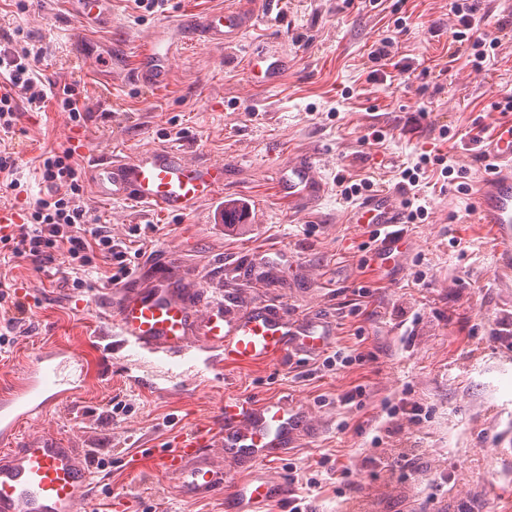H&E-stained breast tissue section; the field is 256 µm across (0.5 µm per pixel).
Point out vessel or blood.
Here are the masks:
<instances>
[{
	"instance_id": "1",
	"label": "vessel or blood",
	"mask_w": 512,
	"mask_h": 512,
	"mask_svg": "<svg viewBox=\"0 0 512 512\" xmlns=\"http://www.w3.org/2000/svg\"><path fill=\"white\" fill-rule=\"evenodd\" d=\"M112 0H69L79 37L77 60L93 63L95 71H110L92 44V30L106 27ZM271 15L236 10L208 13L184 11L180 30L201 34L207 41L235 43L246 28L272 24ZM171 30L157 26L142 51L135 80L161 89L169 81L165 43ZM69 140L88 158L86 175L95 197L104 202L131 201L166 216L193 213L203 200L224 188V166L187 160L175 146L153 147L124 157L90 152L82 133ZM489 168L478 183L477 221L494 238L505 270L512 271V119L497 122L488 149ZM280 197L298 212L308 210L325 194L313 155L293 157L280 165L274 177ZM363 227L394 224L398 209L391 196L377 194L349 216ZM107 307L113 334L121 347L133 351L135 373L125 381L133 389H153V381L138 376L151 369L156 379L184 374L204 377L223 374L230 366L255 365L289 358L292 353H322L331 345V332L316 320L292 318L287 308L263 302L242 312L224 303L203 306L196 290L173 281L143 287L131 283L119 288ZM206 352L198 360L197 352ZM87 374L82 355L71 346L42 349L20 378L0 390V512H90L92 482L90 454L54 434L20 437L24 422L41 421L54 409L76 408ZM298 414L287 398L262 402L228 396L220 406V422L184 429L174 447L152 454L154 471L177 481L186 499L229 494L236 512H261L264 505L284 496L285 488L262 469L272 457L287 450ZM248 460L249 473L225 488L223 472L209 462L214 445Z\"/></svg>"
}]
</instances>
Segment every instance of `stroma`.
Returning a JSON list of instances; mask_svg holds the SVG:
<instances>
[{
  "label": "stroma",
  "instance_id": "obj_1",
  "mask_svg": "<svg viewBox=\"0 0 512 512\" xmlns=\"http://www.w3.org/2000/svg\"><path fill=\"white\" fill-rule=\"evenodd\" d=\"M281 20L247 31L227 47L180 34L169 56L170 81L161 90L131 75L152 28L176 22L184 8L210 12L235 5L260 12L264 0H170L165 10L137 13L130 0H112L110 25L93 34L112 50V78L96 79L79 66L65 0H0V32H22L43 50L40 78L54 92L72 86L86 112L72 121L56 101L22 113L8 141L26 192L0 189V208L32 207L47 187L36 167L48 149L68 148V132L84 133L93 151L133 155L182 141L189 159L223 163L224 202H249L233 224L216 202L186 217L163 219L148 207L102 203L91 188L83 205L92 224L126 244L134 274L150 278L162 256L175 251L172 274L205 288L206 302L245 307L268 299L297 317L331 323L332 350L354 358L341 368L322 358L234 367L223 377L166 382L160 392L130 389L119 374L125 361L110 349L87 351L108 375L91 377L77 410L54 411L23 433L55 431L105 460L94 473V494L105 505L115 494L136 500L134 512H232L227 497L183 499L173 479L150 469L127 470L135 452L170 447L185 427L215 419L225 395L289 397L300 409L301 434L271 474L300 491L298 477L329 457L348 469V487L323 480L311 512H512V341L488 334L494 320L512 322V277L503 278L493 238L475 222L473 195L427 188L430 218L403 230L401 258L376 261L370 237L346 220L337 179L345 172L375 174L395 184L392 162L414 164L421 153L453 156L477 185L482 167L466 143L441 140L440 127L490 128L492 102L512 93V39L476 72L457 61L447 67L450 0H405L408 27L398 55L407 80L386 67L369 79L371 46L388 30V12L368 0H280ZM282 58L287 73L263 87L248 78L247 58ZM384 131L383 146L364 144ZM297 152L320 156L327 194L314 211L294 214L277 196L268 169ZM278 249L275 269L253 272L256 251ZM108 268L93 260L81 283L65 266L38 271L13 262L10 274L28 307L25 330L0 373L19 375L34 352L110 331L98 307ZM423 273L426 287L413 284ZM421 405L419 419L387 418L389 404ZM410 449L406 470L379 460Z\"/></svg>",
  "mask_w": 512,
  "mask_h": 512
}]
</instances>
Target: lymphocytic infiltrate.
<instances>
[{
    "label": "lymphocytic infiltrate",
    "instance_id": "obj_1",
    "mask_svg": "<svg viewBox=\"0 0 512 512\" xmlns=\"http://www.w3.org/2000/svg\"><path fill=\"white\" fill-rule=\"evenodd\" d=\"M483 2L451 0L455 24L448 36L449 63L463 59L478 70L495 56L504 27L491 25ZM40 56L33 45L11 36L0 50V139L12 134L21 111H40L51 97L36 69ZM78 166L74 150L44 153L39 171L49 190L28 209L22 223L0 236V263L23 259L42 271L60 259L76 274L98 257L114 268L109 282L117 283L130 275L123 243L113 240L105 226L87 222L86 211L79 203L82 187ZM465 174V167L440 154L424 153L413 166L401 167L394 188L403 197L405 223L420 224L427 218L421 191L428 187L430 176L465 193L470 189Z\"/></svg>",
    "mask_w": 512,
    "mask_h": 512
}]
</instances>
